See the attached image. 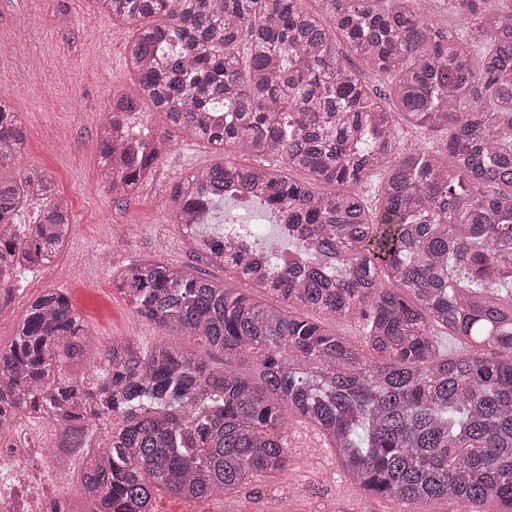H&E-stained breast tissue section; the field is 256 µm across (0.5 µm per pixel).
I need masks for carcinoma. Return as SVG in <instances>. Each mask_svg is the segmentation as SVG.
<instances>
[{
	"label": "carcinoma",
	"mask_w": 512,
	"mask_h": 512,
	"mask_svg": "<svg viewBox=\"0 0 512 512\" xmlns=\"http://www.w3.org/2000/svg\"><path fill=\"white\" fill-rule=\"evenodd\" d=\"M134 27L125 47L139 96L189 141L224 159L177 181V225L197 259L142 260L112 271L139 314L253 369L215 368L167 344L95 348L68 296L32 300L0 346V419H48L54 448L90 447L117 422L82 476L79 512H152L159 492L219 493L292 469L289 422L312 425L368 499L411 509L493 503L512 512V0H443L478 34L437 27L425 0H96ZM353 54L391 77L382 93ZM450 129L436 152L396 148L395 116ZM122 113L99 127L102 177L139 189L171 138ZM26 141L0 105V168ZM384 170L371 210L350 187ZM306 174L303 180L289 176ZM264 202L296 261L271 276L259 247L224 245L202 225L224 198ZM29 199L44 209L16 223ZM53 175L0 177V309L71 234ZM244 287L237 288L234 282ZM365 320L362 335L334 323ZM368 353H363V350Z\"/></svg>",
	"instance_id": "carcinoma-1"
}]
</instances>
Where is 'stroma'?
<instances>
[{"instance_id": "obj_1", "label": "stroma", "mask_w": 512, "mask_h": 512, "mask_svg": "<svg viewBox=\"0 0 512 512\" xmlns=\"http://www.w3.org/2000/svg\"><path fill=\"white\" fill-rule=\"evenodd\" d=\"M131 27L97 13L94 0H0V103L18 112L25 127L22 153L0 169L19 176L26 168L49 169L58 191L71 203L72 231L56 264L26 276L10 306L0 310V344H8L29 302L51 288L89 284L104 303L100 312L82 310L89 333L100 344L131 338L143 347L165 343L204 354L196 340L161 330L141 317L132 300L112 282V271L144 259L195 264L208 277L222 268L196 261L177 226L169 221L174 184L214 162L203 144L174 136L172 150L150 180L126 199L115 200L101 177L98 117L112 98L134 94L124 47ZM292 458L303 470L278 483L257 481L237 494L240 512H407L401 502L364 499L341 479L336 458L304 423L288 436Z\"/></svg>"}]
</instances>
